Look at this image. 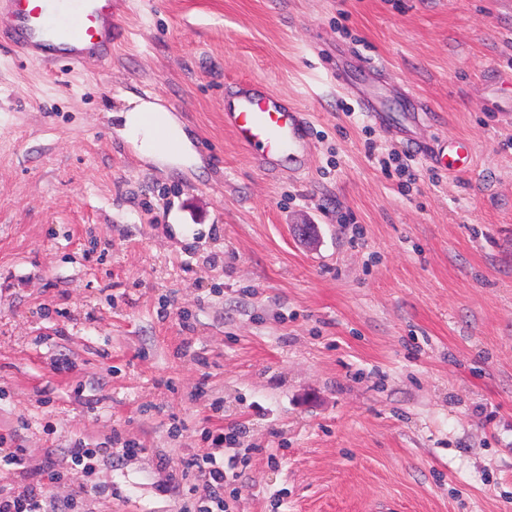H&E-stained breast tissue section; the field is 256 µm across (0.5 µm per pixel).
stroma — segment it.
<instances>
[{
	"mask_svg": "<svg viewBox=\"0 0 512 512\" xmlns=\"http://www.w3.org/2000/svg\"><path fill=\"white\" fill-rule=\"evenodd\" d=\"M124 26L81 70L0 49V434L27 479L118 431L141 452L85 512H182L169 479L220 423L230 512H512V0H126ZM251 78L309 112L300 175L225 128ZM133 98L182 156L123 136ZM458 139L470 168L429 161Z\"/></svg>",
	"mask_w": 512,
	"mask_h": 512,
	"instance_id": "obj_1",
	"label": "stroma"
}]
</instances>
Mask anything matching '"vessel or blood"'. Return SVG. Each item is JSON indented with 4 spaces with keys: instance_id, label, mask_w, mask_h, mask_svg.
Listing matches in <instances>:
<instances>
[{
    "instance_id": "b4317fda",
    "label": "vessel or blood",
    "mask_w": 512,
    "mask_h": 512,
    "mask_svg": "<svg viewBox=\"0 0 512 512\" xmlns=\"http://www.w3.org/2000/svg\"><path fill=\"white\" fill-rule=\"evenodd\" d=\"M123 14L124 0H0V45L14 47L24 61L49 68L87 67L111 59L123 36ZM139 121L159 128L157 149H179L177 132L158 127L156 113H141ZM224 125L242 147L260 151L268 163L284 156L303 168L313 153L307 112L284 105L250 80L237 82L225 97Z\"/></svg>"
}]
</instances>
